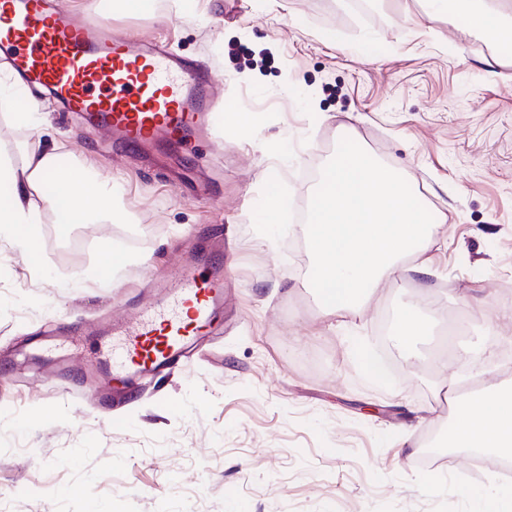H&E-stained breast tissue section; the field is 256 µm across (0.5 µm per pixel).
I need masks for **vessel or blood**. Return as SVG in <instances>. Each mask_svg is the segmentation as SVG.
Returning <instances> with one entry per match:
<instances>
[{"label": "vessel or blood", "mask_w": 512, "mask_h": 512, "mask_svg": "<svg viewBox=\"0 0 512 512\" xmlns=\"http://www.w3.org/2000/svg\"><path fill=\"white\" fill-rule=\"evenodd\" d=\"M0 55L29 86L47 88L92 127H107L116 144L146 151L176 142L194 155L199 134L214 122L208 75L165 45L112 40L101 18L63 16L52 0H0ZM224 237L189 246L158 283V303L124 326L109 362L90 366L91 380H139L176 369L198 337L224 317Z\"/></svg>", "instance_id": "vessel-or-blood-1"}]
</instances>
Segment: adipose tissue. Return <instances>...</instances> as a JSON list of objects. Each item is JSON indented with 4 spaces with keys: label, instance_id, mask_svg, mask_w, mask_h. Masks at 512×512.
Listing matches in <instances>:
<instances>
[{
    "label": "adipose tissue",
    "instance_id": "ef3b65f1",
    "mask_svg": "<svg viewBox=\"0 0 512 512\" xmlns=\"http://www.w3.org/2000/svg\"><path fill=\"white\" fill-rule=\"evenodd\" d=\"M445 14L461 20L493 45L512 42V0H428L425 19ZM59 147L38 139L28 141L21 160L0 153V179L9 188L8 204L0 206V238L28 250L34 224L43 206H50L63 231L77 224L121 223L125 213L109 197V178L80 176L58 166ZM53 179L56 190L44 195L41 185ZM449 447L481 448L512 457V386L493 384L460 405Z\"/></svg>",
    "mask_w": 512,
    "mask_h": 512
}]
</instances>
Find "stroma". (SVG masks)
Segmentation results:
<instances>
[{
  "mask_svg": "<svg viewBox=\"0 0 512 512\" xmlns=\"http://www.w3.org/2000/svg\"><path fill=\"white\" fill-rule=\"evenodd\" d=\"M98 2L56 0L205 65L216 139L191 158L162 144L147 159L54 106L44 139L110 174L135 221L65 237L44 212L35 264L0 240V512H468L472 497L511 491L463 450L437 465L423 453L454 426L448 379L512 385V58L492 64L462 21L414 24L421 0H376L367 22L349 0H203L192 19L174 0L159 19ZM228 100L259 115L250 134L234 129ZM344 137L443 222L432 276L399 261L340 318L311 287L299 214L309 170ZM274 186L281 224L263 213ZM218 224L230 241L222 328L111 404L63 390L57 358L78 372L112 347L98 310L136 322L157 300L148 280ZM108 245L122 263L105 284ZM415 303L443 317L404 343L394 327ZM64 320L82 333L61 346Z\"/></svg>",
  "mask_w": 512,
  "mask_h": 512,
  "instance_id": "1",
  "label": "stroma"
}]
</instances>
